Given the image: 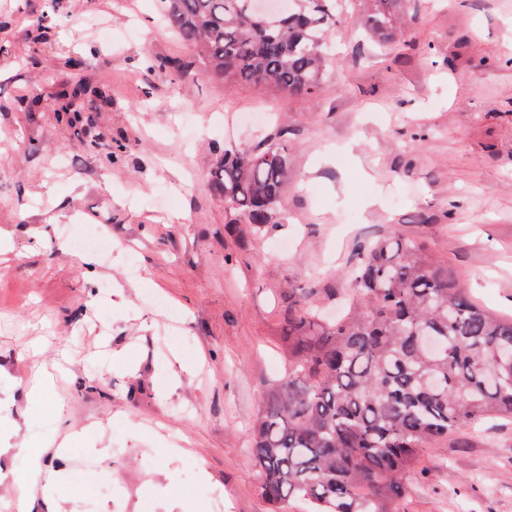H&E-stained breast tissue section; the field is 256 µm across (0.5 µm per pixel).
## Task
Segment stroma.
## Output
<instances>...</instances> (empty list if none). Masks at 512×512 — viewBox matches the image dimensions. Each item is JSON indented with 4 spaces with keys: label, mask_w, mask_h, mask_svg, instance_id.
I'll list each match as a JSON object with an SVG mask.
<instances>
[{
    "label": "stroma",
    "mask_w": 512,
    "mask_h": 512,
    "mask_svg": "<svg viewBox=\"0 0 512 512\" xmlns=\"http://www.w3.org/2000/svg\"><path fill=\"white\" fill-rule=\"evenodd\" d=\"M368 8L336 0L322 84L290 97L199 74L154 0H0V507L27 450L64 442L31 512H273L251 432L288 369L287 291L339 315L363 240L424 245L512 317V0H406L386 42ZM77 80L106 100L56 120ZM261 140L293 177L260 231L208 174ZM95 232L112 252L87 266ZM398 510L512 512V418L423 449Z\"/></svg>",
    "instance_id": "1"
}]
</instances>
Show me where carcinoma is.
Wrapping results in <instances>:
<instances>
[{
    "label": "carcinoma",
    "mask_w": 512,
    "mask_h": 512,
    "mask_svg": "<svg viewBox=\"0 0 512 512\" xmlns=\"http://www.w3.org/2000/svg\"><path fill=\"white\" fill-rule=\"evenodd\" d=\"M278 16L251 0H162V16L201 75L312 95L324 73L335 0H292ZM374 0L371 36L397 22ZM61 119L79 111L67 98ZM290 175L274 145L224 148L210 186L235 223H275ZM346 315L330 322L304 293L288 300V373L263 399L252 449L259 492L284 512H398L419 452L488 415L512 416V319L459 288L448 266L407 239L361 247Z\"/></svg>",
    "instance_id": "carcinoma-1"
}]
</instances>
